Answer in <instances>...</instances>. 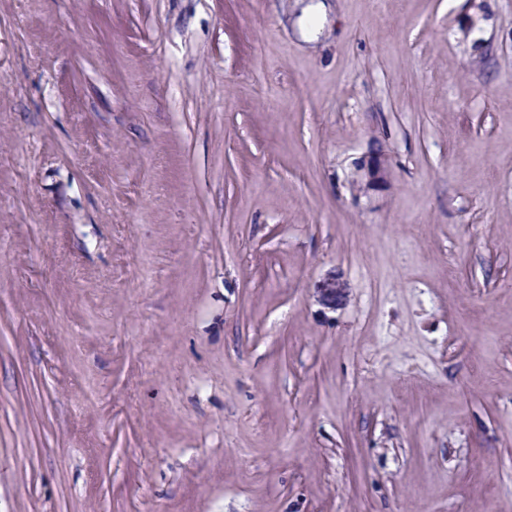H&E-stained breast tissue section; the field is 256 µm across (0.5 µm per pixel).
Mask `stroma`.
Wrapping results in <instances>:
<instances>
[{"label":"stroma","instance_id":"obj_1","mask_svg":"<svg viewBox=\"0 0 512 512\" xmlns=\"http://www.w3.org/2000/svg\"><path fill=\"white\" fill-rule=\"evenodd\" d=\"M310 2L0 0V512H512V0Z\"/></svg>","mask_w":512,"mask_h":512}]
</instances>
